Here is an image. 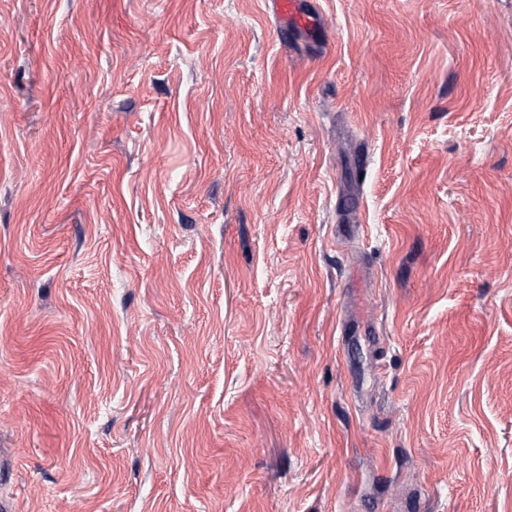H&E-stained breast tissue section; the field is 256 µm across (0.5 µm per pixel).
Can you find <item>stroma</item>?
Returning a JSON list of instances; mask_svg holds the SVG:
<instances>
[{
	"label": "stroma",
	"mask_w": 512,
	"mask_h": 512,
	"mask_svg": "<svg viewBox=\"0 0 512 512\" xmlns=\"http://www.w3.org/2000/svg\"><path fill=\"white\" fill-rule=\"evenodd\" d=\"M0 0V512H512V0ZM265 6L284 34L289 28L304 30L313 24L310 16L301 9L300 0H265Z\"/></svg>",
	"instance_id": "35a3bbf8"
}]
</instances>
